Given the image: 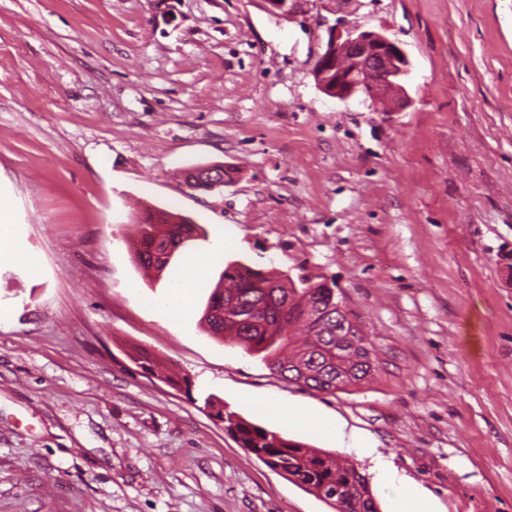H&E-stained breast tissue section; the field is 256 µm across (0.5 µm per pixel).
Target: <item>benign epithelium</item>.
I'll list each match as a JSON object with an SVG mask.
<instances>
[{
    "label": "benign epithelium",
    "instance_id": "obj_1",
    "mask_svg": "<svg viewBox=\"0 0 512 512\" xmlns=\"http://www.w3.org/2000/svg\"><path fill=\"white\" fill-rule=\"evenodd\" d=\"M264 2L267 11L279 18L288 20L292 16L290 0ZM327 33L326 49L317 61L316 84L321 91L343 101L389 95L395 112L408 106L404 83L410 61L398 43L344 19L329 27Z\"/></svg>",
    "mask_w": 512,
    "mask_h": 512
}]
</instances>
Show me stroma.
Returning a JSON list of instances; mask_svg holds the SVG:
<instances>
[{"label": "stroma", "instance_id": "stroma-1", "mask_svg": "<svg viewBox=\"0 0 512 512\" xmlns=\"http://www.w3.org/2000/svg\"><path fill=\"white\" fill-rule=\"evenodd\" d=\"M0 0V196L39 258L0 264V512H333L204 401L369 476L299 407L376 448L433 512H512V0ZM406 51L409 104L323 93L338 19ZM221 164L204 191L186 170ZM196 239L148 274L144 211ZM200 261L192 311L177 274ZM240 262L330 281L376 366L324 393L201 321ZM189 376L172 387L129 358ZM380 512H393L371 480Z\"/></svg>", "mask_w": 512, "mask_h": 512}]
</instances>
